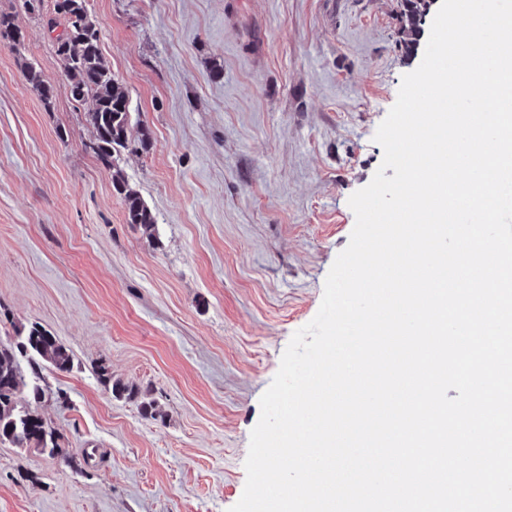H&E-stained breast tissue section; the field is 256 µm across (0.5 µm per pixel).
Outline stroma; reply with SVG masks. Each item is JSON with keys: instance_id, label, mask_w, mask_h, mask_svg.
<instances>
[{"instance_id": "stroma-1", "label": "stroma", "mask_w": 512, "mask_h": 512, "mask_svg": "<svg viewBox=\"0 0 512 512\" xmlns=\"http://www.w3.org/2000/svg\"><path fill=\"white\" fill-rule=\"evenodd\" d=\"M89 10L150 133L120 167L155 232L127 223L50 36L0 0L26 35L0 45V341L37 323L73 356L43 367L50 399L20 398L68 457L0 444V512H228L260 398L319 310L348 199L383 161L374 135L423 56L399 49L398 0ZM103 366L134 395L113 397ZM23 76L26 82L39 94L42 101L48 106L53 97V88L48 84L41 74L37 66L28 62L24 65Z\"/></svg>"}]
</instances>
